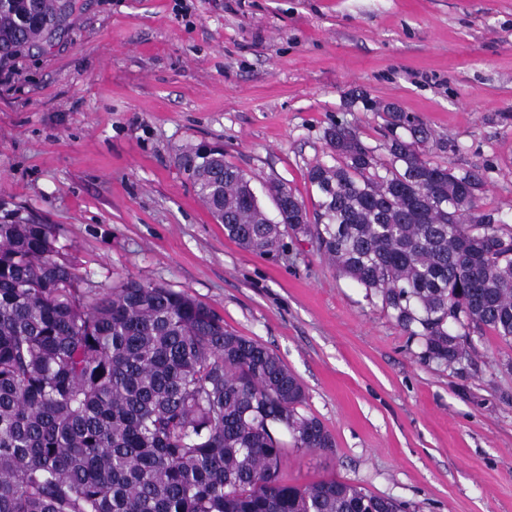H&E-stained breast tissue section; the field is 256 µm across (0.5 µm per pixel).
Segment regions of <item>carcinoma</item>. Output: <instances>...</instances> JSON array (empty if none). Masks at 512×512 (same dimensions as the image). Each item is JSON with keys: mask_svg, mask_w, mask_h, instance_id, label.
Here are the masks:
<instances>
[{"mask_svg": "<svg viewBox=\"0 0 512 512\" xmlns=\"http://www.w3.org/2000/svg\"><path fill=\"white\" fill-rule=\"evenodd\" d=\"M76 5L0 0V66L51 46ZM372 110L386 115L388 162L328 129L336 164L307 172L313 224L283 184L271 220L220 147L177 163L229 239L269 256L313 238L428 357L458 361L485 330L511 340L512 232L480 208L484 169L431 160L442 146L428 125ZM84 283L49 225L0 218V512H404L338 479L282 480L288 450L335 442L273 350L172 288L130 279L100 296Z\"/></svg>", "mask_w": 512, "mask_h": 512, "instance_id": "obj_1", "label": "carcinoma"}]
</instances>
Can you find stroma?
<instances>
[{"label":"stroma","instance_id":"obj_1","mask_svg":"<svg viewBox=\"0 0 512 512\" xmlns=\"http://www.w3.org/2000/svg\"><path fill=\"white\" fill-rule=\"evenodd\" d=\"M72 28L0 77V214L54 229L90 288L184 292L276 352L329 451L282 478H338L409 512H512V341L472 335L430 359L380 297L299 237L277 257L224 234L176 163L203 141L314 208L326 131L372 147L394 104L438 162L480 167V207L512 217V0H78Z\"/></svg>","mask_w":512,"mask_h":512}]
</instances>
